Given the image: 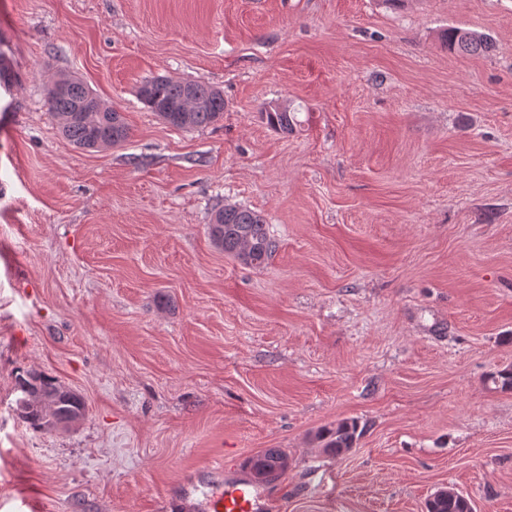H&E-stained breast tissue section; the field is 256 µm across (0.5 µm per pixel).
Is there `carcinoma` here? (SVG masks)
<instances>
[{
  "label": "carcinoma",
  "mask_w": 512,
  "mask_h": 512,
  "mask_svg": "<svg viewBox=\"0 0 512 512\" xmlns=\"http://www.w3.org/2000/svg\"><path fill=\"white\" fill-rule=\"evenodd\" d=\"M444 45L451 52L481 54L493 48L492 38L484 33L450 27L443 34ZM142 103L173 127L194 129L213 125L224 118V95L210 85L197 81H174L157 76L143 83L138 90ZM49 112L57 119L63 135L83 150L116 145L128 137L125 121L115 124L112 113L100 109L96 94L76 77H60L55 85L45 88ZM267 122L286 132L293 116L286 110L266 112ZM214 245L247 266H261L276 250L263 217L254 210L227 205L216 211L209 224ZM16 413L20 420L34 429L50 431L77 417L86 416L84 398L65 390L55 379L36 371L16 377ZM359 437L354 420H345L334 428H325L317 439L326 451L340 455L350 450ZM266 469L274 478L288 469V457L278 449H268L251 460ZM428 512H465V500L449 495L432 499Z\"/></svg>",
  "instance_id": "carcinoma-1"
}]
</instances>
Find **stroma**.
<instances>
[{"label":"stroma","instance_id":"35a3bbf8","mask_svg":"<svg viewBox=\"0 0 512 512\" xmlns=\"http://www.w3.org/2000/svg\"><path fill=\"white\" fill-rule=\"evenodd\" d=\"M452 26L492 50L448 51ZM0 49V512H187L268 448L270 512L444 487L512 512V0H0ZM63 74L124 143L63 137ZM156 76L223 91V120L168 125L137 96ZM227 205L265 218L266 264L211 242ZM22 370L85 418L23 424ZM359 434L357 422L345 420L336 424L335 428L323 429L318 433L317 439L323 443L326 451L340 455L353 447ZM266 469L272 478H278L288 469V457L278 449H268L250 461L251 465Z\"/></svg>","mask_w":512,"mask_h":512}]
</instances>
